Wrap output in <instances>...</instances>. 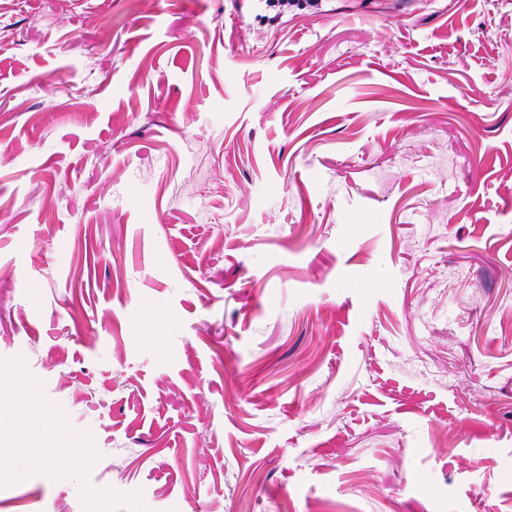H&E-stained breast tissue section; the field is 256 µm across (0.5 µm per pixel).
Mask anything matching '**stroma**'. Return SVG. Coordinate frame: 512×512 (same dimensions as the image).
Masks as SVG:
<instances>
[{
	"label": "stroma",
	"instance_id": "stroma-1",
	"mask_svg": "<svg viewBox=\"0 0 512 512\" xmlns=\"http://www.w3.org/2000/svg\"><path fill=\"white\" fill-rule=\"evenodd\" d=\"M0 512H512V0H0ZM57 449L48 447L41 436L36 432H28L24 443L9 460L17 478L26 476L30 467L35 463L45 466L46 473L50 477H57L60 470L55 464Z\"/></svg>",
	"mask_w": 512,
	"mask_h": 512
}]
</instances>
